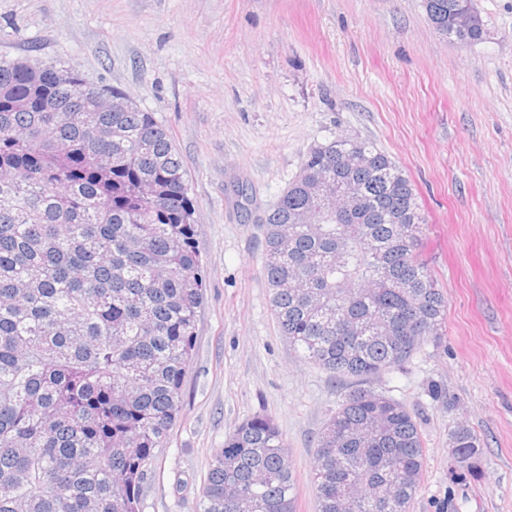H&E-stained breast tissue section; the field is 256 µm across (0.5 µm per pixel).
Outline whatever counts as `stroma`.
<instances>
[{"label": "stroma", "mask_w": 512, "mask_h": 512, "mask_svg": "<svg viewBox=\"0 0 512 512\" xmlns=\"http://www.w3.org/2000/svg\"><path fill=\"white\" fill-rule=\"evenodd\" d=\"M483 40L442 38L424 0H0V59L116 87L184 160L206 290L181 407L145 467L141 512H199L209 464L274 419L315 512L318 436L349 383L277 326L261 219L315 145L370 140L427 214L421 254L448 299L442 335L371 382L420 418L410 512H512V0H473ZM445 396L431 398V387ZM480 440L463 480L449 434Z\"/></svg>", "instance_id": "1"}]
</instances>
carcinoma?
Masks as SVG:
<instances>
[{
  "label": "carcinoma",
  "instance_id": "carcinoma-1",
  "mask_svg": "<svg viewBox=\"0 0 512 512\" xmlns=\"http://www.w3.org/2000/svg\"><path fill=\"white\" fill-rule=\"evenodd\" d=\"M471 0H425L436 32L482 40ZM100 87L0 61V512H139L143 467L178 412L204 282L184 162L151 112H100ZM365 155L350 168L343 155ZM360 207L336 216V185ZM427 216L373 142L312 149L264 221V275L283 335L339 380L364 382L442 335L447 300L419 259ZM362 325L366 335L350 336ZM359 387L326 422L316 512H409L426 451L418 417ZM450 442L469 468L480 439ZM283 435L253 416L213 457L201 512H296Z\"/></svg>",
  "mask_w": 512,
  "mask_h": 512
}]
</instances>
